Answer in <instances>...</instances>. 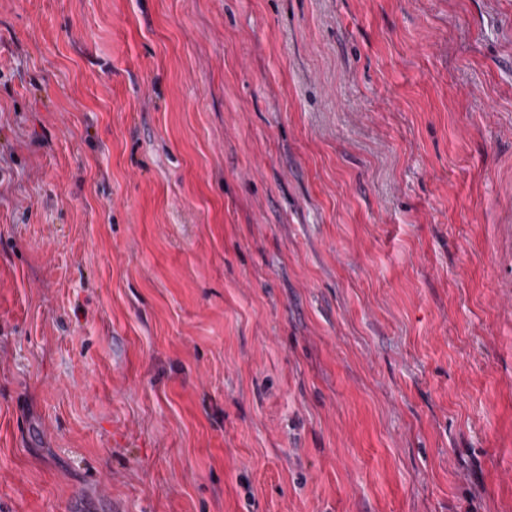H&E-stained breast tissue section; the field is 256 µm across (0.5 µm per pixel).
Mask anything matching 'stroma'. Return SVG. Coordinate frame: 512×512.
Here are the masks:
<instances>
[{
    "label": "stroma",
    "instance_id": "obj_1",
    "mask_svg": "<svg viewBox=\"0 0 512 512\" xmlns=\"http://www.w3.org/2000/svg\"><path fill=\"white\" fill-rule=\"evenodd\" d=\"M0 512H512V0H0Z\"/></svg>",
    "mask_w": 512,
    "mask_h": 512
}]
</instances>
